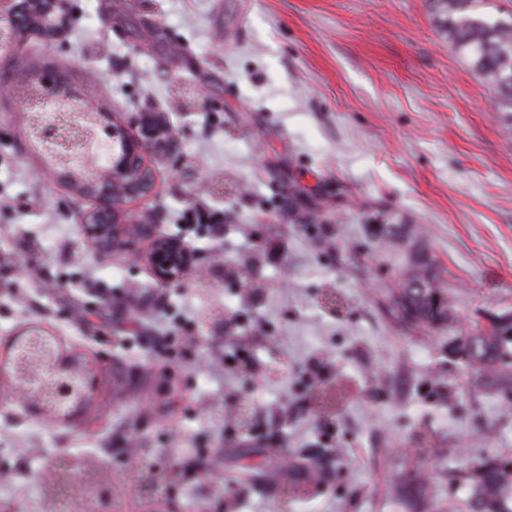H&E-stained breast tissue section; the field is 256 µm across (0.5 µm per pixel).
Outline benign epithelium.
<instances>
[{
  "mask_svg": "<svg viewBox=\"0 0 512 512\" xmlns=\"http://www.w3.org/2000/svg\"><path fill=\"white\" fill-rule=\"evenodd\" d=\"M34 0H0V59L5 61L17 40L19 22L30 12ZM44 82L56 112L55 123L43 125L39 135L51 144L58 157L66 160L69 148L63 121L81 116L65 112V88L56 80V71L45 70ZM106 131L112 134V160L91 176L110 188L98 195V217L83 225L87 240L101 250L129 246L139 236L152 238L148 255L156 277L168 286H178L193 262L182 242L153 230L150 224H135L124 214L131 200L150 195L155 187L149 158L155 151H168L176 142L175 130L160 113L144 112L127 120L102 113ZM56 337L40 326H32L16 336L8 346L7 360L0 359V385L8 382L14 396L31 405L43 421L66 424L86 406L92 395L94 365L72 356L65 357L54 345ZM100 462L92 456L69 455L63 463L48 464L41 473L45 491L66 494L68 512H86L91 491L102 487Z\"/></svg>",
  "mask_w": 512,
  "mask_h": 512,
  "instance_id": "7a95c632",
  "label": "benign epithelium"
}]
</instances>
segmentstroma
Segmentation results:
<instances>
[{
  "label": "stroma",
  "mask_w": 512,
  "mask_h": 512,
  "mask_svg": "<svg viewBox=\"0 0 512 512\" xmlns=\"http://www.w3.org/2000/svg\"><path fill=\"white\" fill-rule=\"evenodd\" d=\"M64 3L0 95V353L44 325L96 363L95 391L49 427L0 388V512H59L39 473L62 451L107 467L112 496L88 512H468L465 470L512 464V411L451 354L469 327L512 316V127L425 0ZM48 68L84 75L107 111L174 124L178 155L151 158L155 190L127 209L194 254L180 285L94 248V199L24 148L20 105ZM292 189L333 221L289 214ZM200 208L214 228L191 219ZM409 225L444 273L447 329L388 311ZM241 343L258 378L213 369ZM321 360L331 374L306 384ZM132 449L171 471L166 499L128 491ZM312 468L319 483L289 496Z\"/></svg>",
  "instance_id": "stroma-1"
}]
</instances>
